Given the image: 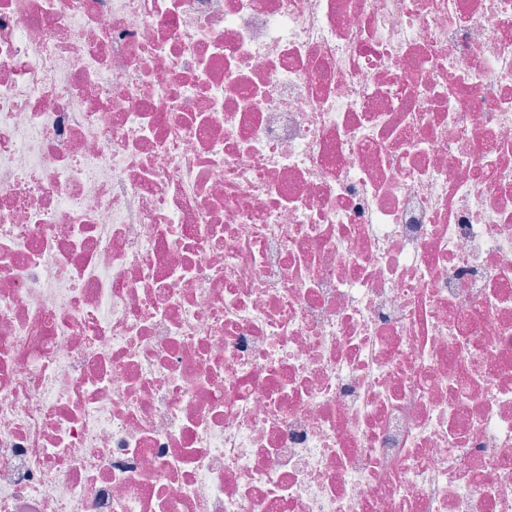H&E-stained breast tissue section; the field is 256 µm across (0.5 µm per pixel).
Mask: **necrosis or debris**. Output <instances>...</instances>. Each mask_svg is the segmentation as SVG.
Returning <instances> with one entry per match:
<instances>
[{
	"instance_id": "necrosis-or-debris-1",
	"label": "necrosis or debris",
	"mask_w": 512,
	"mask_h": 512,
	"mask_svg": "<svg viewBox=\"0 0 512 512\" xmlns=\"http://www.w3.org/2000/svg\"><path fill=\"white\" fill-rule=\"evenodd\" d=\"M0 512H512V0H0Z\"/></svg>"
}]
</instances>
